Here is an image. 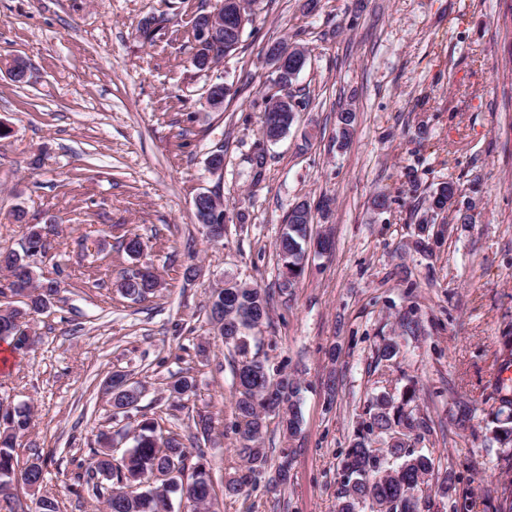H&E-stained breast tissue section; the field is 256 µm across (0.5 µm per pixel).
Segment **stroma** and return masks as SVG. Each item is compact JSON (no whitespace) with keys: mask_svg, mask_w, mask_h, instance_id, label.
Masks as SVG:
<instances>
[{"mask_svg":"<svg viewBox=\"0 0 512 512\" xmlns=\"http://www.w3.org/2000/svg\"><path fill=\"white\" fill-rule=\"evenodd\" d=\"M215 3L0 0V249L20 250L28 225L55 224L35 272L61 283L30 318L32 348L0 363V401L32 411L20 458L44 463L39 492L17 486L0 512H37L42 493L61 512H103L81 476L100 435L122 456L145 417L205 453L215 512H338L343 451L373 398L411 382L428 424L412 446L436 464L423 493L429 512H450L452 499L495 512L489 488L512 482V461L490 440V394L512 336V8L319 0L310 12L305 0H258L237 50L201 72L189 64L190 20ZM151 19L160 26L147 41L139 28ZM282 38L308 50L290 88L303 107L270 143L263 112L280 89L264 51ZM15 57L29 66L27 83L4 66ZM215 82L230 89L218 111L205 102ZM347 105L356 119L345 140L337 113ZM215 153L218 171L207 166ZM448 180L472 221L440 215L441 242L419 252L425 200ZM200 192L229 213L221 240L195 220ZM301 201L312 235H329L333 249L308 248L283 291L275 243ZM131 237L143 245L136 259L122 246ZM137 267L160 283L142 302L116 288ZM227 281L270 294L269 318L247 331L242 354L209 318L211 293ZM409 312L413 335L399 325ZM383 336L400 352L381 362ZM245 355L295 376L301 424L291 436L271 417L263 434L270 466L290 462L286 485L268 489L263 473L228 496L225 483L246 472L234 411ZM114 373L141 392L129 413L104 394ZM183 375L195 389L176 405L168 387ZM463 406L471 420L461 430ZM200 414L212 419L206 438L193 425Z\"/></svg>","mask_w":512,"mask_h":512,"instance_id":"stroma-1","label":"stroma"}]
</instances>
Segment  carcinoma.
<instances>
[{
	"instance_id": "cac0c4a2",
	"label": "carcinoma",
	"mask_w": 512,
	"mask_h": 512,
	"mask_svg": "<svg viewBox=\"0 0 512 512\" xmlns=\"http://www.w3.org/2000/svg\"><path fill=\"white\" fill-rule=\"evenodd\" d=\"M204 12L193 15L189 33L195 42V52L189 64L200 69V63L210 52L215 58L225 56L224 48L212 49L201 45L198 30L206 23ZM458 188L452 181L442 182L426 199L427 210L436 211L456 202ZM312 216L304 204L296 205L288 214L287 228L276 243V251L288 270L281 287L294 286L303 271L305 251L302 242L306 240ZM47 226L34 224L30 227L27 242L39 246L48 253ZM0 269L8 272V290L27 298L24 307L7 306L0 310V341L11 340L16 352H24L34 343L26 332L27 323L16 325L19 317L27 318L48 306L60 285L54 279L45 282L36 280L33 267L27 260V252L13 250L0 252ZM118 291L126 298L137 302L156 292L158 281L149 271L133 272L121 279ZM269 296L260 288L228 283V287L214 290L210 297V318L224 313V344L245 352L244 331L258 326V321L268 319ZM378 358L389 361L398 355V343L384 337L378 344ZM239 378L236 385V429L243 441L240 454L247 462L248 473L229 481L225 491L239 494L252 479V475L266 471L268 452L260 445L266 419L273 413L279 417V424L288 435H294L300 428V413L297 407L299 387L288 375L272 378L265 363L257 358H244L235 369ZM112 387V407L122 412L136 408L140 393L126 386L123 375L109 377ZM194 381L181 377L171 385L170 394L182 400L192 392ZM495 391L499 403L492 423L493 440L502 447L512 446V388L496 383ZM417 399L416 385H406L400 399L385 394L376 398L372 413L364 431L346 449L342 461L344 478L339 493V512H360L359 506L369 504L385 508V512H420L418 493L425 478L435 472L434 459L409 450V441L421 434L426 423L411 409ZM31 411L25 406H16L0 417V497L8 499L15 484L39 487L44 482L43 464L39 459L19 467L18 437L30 428ZM163 435L158 422L145 419L136 426L134 444L127 449L119 464H114L112 444L108 437L98 439L99 449L95 452L92 474L101 476L111 483L108 498L104 499L105 512H171V495L177 494L186 500L193 512L205 509L213 497V481L208 461L203 452H198L196 462L187 465L189 453L174 436H168V451L159 448ZM385 440L387 448L373 447L379 440ZM386 452L393 459L388 473H383L380 452ZM190 467L188 481L177 475L169 484L162 482L148 485V479L157 472L173 471L178 467ZM288 456L276 467L268 479V485L276 489L288 483Z\"/></svg>"
}]
</instances>
